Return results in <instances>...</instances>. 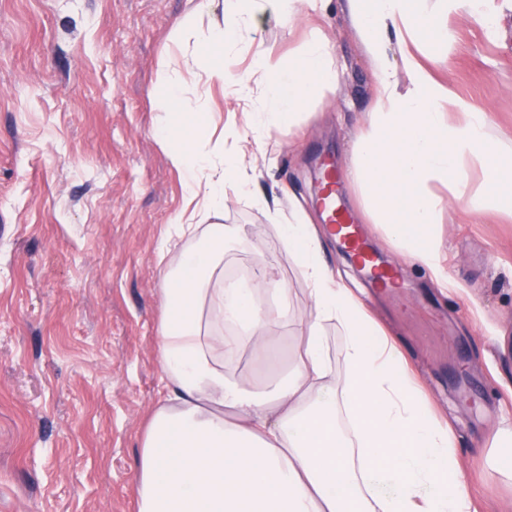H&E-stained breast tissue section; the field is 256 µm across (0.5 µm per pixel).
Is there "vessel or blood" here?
<instances>
[{"label":"vessel or blood","instance_id":"b4317fda","mask_svg":"<svg viewBox=\"0 0 512 512\" xmlns=\"http://www.w3.org/2000/svg\"><path fill=\"white\" fill-rule=\"evenodd\" d=\"M319 207L325 215V223L337 237L340 247L353 253L361 261L368 274L377 282L384 285L393 283V272L379 268L378 264L373 263L361 225L339 205L336 173L328 167L324 168L320 177Z\"/></svg>","mask_w":512,"mask_h":512}]
</instances>
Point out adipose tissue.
Returning a JSON list of instances; mask_svg holds the SVG:
<instances>
[{"mask_svg":"<svg viewBox=\"0 0 512 512\" xmlns=\"http://www.w3.org/2000/svg\"><path fill=\"white\" fill-rule=\"evenodd\" d=\"M330 0H199L195 13L205 26L179 23L175 46L200 45L185 63L160 64L165 101L179 106L178 120L163 116L156 133L169 148L171 165L188 174L196 205L178 214L159 243L160 257L174 256L162 275L164 319L158 352L164 393L140 442L136 478L138 512H470L454 458L452 436L425 408L409 378L394 371L395 347L372 343L371 319L323 262V242L300 213L283 225L288 254L309 285L314 318L295 366L257 392L227 377L226 360L242 348L272 361L266 335L287 314L288 284L277 260L253 271L244 287L224 283V246L239 236L224 224L228 191L249 193L252 170L244 156L202 152L203 93L213 81L233 86L248 114L235 130L246 142L258 131L292 124L317 89L335 86L332 49L312 34L300 58L282 65L271 49L256 48L252 72L261 81L252 97L248 79L226 72L224 50L243 39L259 16L284 22L327 10ZM351 22L372 65L376 95L356 145L351 180L363 190V206L388 238L425 267L440 286L452 277L436 235L435 183L447 185L455 206L473 213L494 200L512 212V153L492 150L486 110L438 82L426 64L427 42L447 39L446 27L427 31L431 15L464 13L495 28L512 13V0H347ZM201 87L184 94L183 71ZM481 173L471 187V164ZM280 299L271 307L265 296ZM246 317L242 334L225 325ZM336 321L345 336L343 359L350 377L331 379L323 324ZM347 417L350 431L337 426Z\"/></svg>","mask_w":512,"mask_h":512,"instance_id":"adipose-tissue-1","label":"adipose tissue"}]
</instances>
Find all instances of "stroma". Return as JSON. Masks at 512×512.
I'll return each mask as SVG.
<instances>
[{
    "instance_id": "35a3bbf8",
    "label": "stroma",
    "mask_w": 512,
    "mask_h": 512,
    "mask_svg": "<svg viewBox=\"0 0 512 512\" xmlns=\"http://www.w3.org/2000/svg\"><path fill=\"white\" fill-rule=\"evenodd\" d=\"M196 2L0 0V512H136L139 441L161 389L157 246L193 208L156 136L158 70ZM314 27L331 42L336 85L315 91L265 147L250 146L256 194L286 218L301 205L322 226L313 175L331 164L342 203L400 285L371 287L331 237L326 263L447 420L472 512H512V478L493 471L491 441L512 420V219L450 209L447 186L433 185L455 287L402 256L347 177L376 83L342 0L291 27L263 15L246 39L288 63ZM435 76L490 112L499 145L512 148L511 14L494 29L450 17L448 62ZM210 99L206 141L236 151L230 130L247 116L230 87L213 83ZM255 196L226 197L224 221L245 239L224 265L251 271L280 258L288 318L271 334L292 358L312 304L280 224Z\"/></svg>"
}]
</instances>
